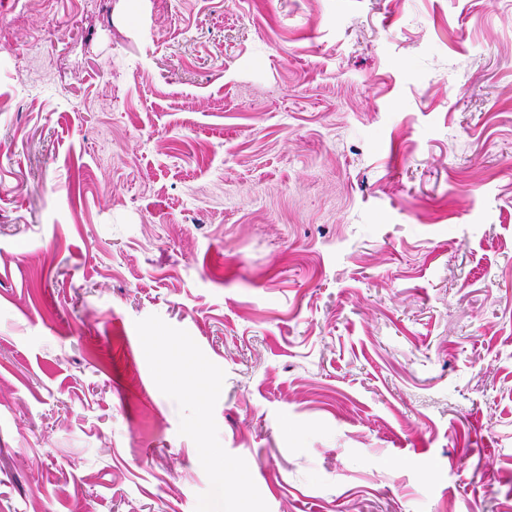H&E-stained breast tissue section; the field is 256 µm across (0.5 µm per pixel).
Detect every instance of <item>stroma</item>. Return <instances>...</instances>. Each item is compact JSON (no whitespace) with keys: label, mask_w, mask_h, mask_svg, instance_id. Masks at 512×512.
Returning a JSON list of instances; mask_svg holds the SVG:
<instances>
[{"label":"stroma","mask_w":512,"mask_h":512,"mask_svg":"<svg viewBox=\"0 0 512 512\" xmlns=\"http://www.w3.org/2000/svg\"><path fill=\"white\" fill-rule=\"evenodd\" d=\"M0 99V512H512V0H0Z\"/></svg>","instance_id":"obj_1"}]
</instances>
